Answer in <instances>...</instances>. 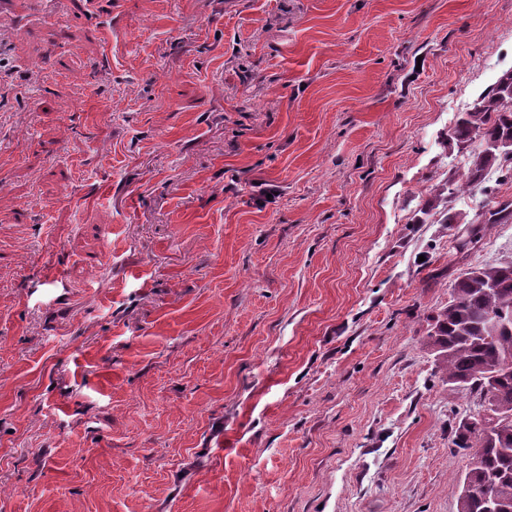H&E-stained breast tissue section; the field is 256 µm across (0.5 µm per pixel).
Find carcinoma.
I'll list each match as a JSON object with an SVG mask.
<instances>
[{
  "instance_id": "obj_1",
  "label": "carcinoma",
  "mask_w": 512,
  "mask_h": 512,
  "mask_svg": "<svg viewBox=\"0 0 512 512\" xmlns=\"http://www.w3.org/2000/svg\"><path fill=\"white\" fill-rule=\"evenodd\" d=\"M449 137L461 149L478 140L483 150L472 157L462 176L445 183L448 198L474 188L495 197L486 186L487 171L493 167L501 180L512 181V154L505 152L512 142V69L458 115ZM510 219L512 204L493 202L486 217L468 228L462 246L482 237L490 225ZM490 311L512 317V259L471 267L456 278L448 304L434 317L428 346L442 379L457 389L478 392L497 418L490 427L475 415L459 425L453 445L473 449L462 484L512 501V321L491 333L485 324ZM457 512H484L483 502L461 492Z\"/></svg>"
}]
</instances>
